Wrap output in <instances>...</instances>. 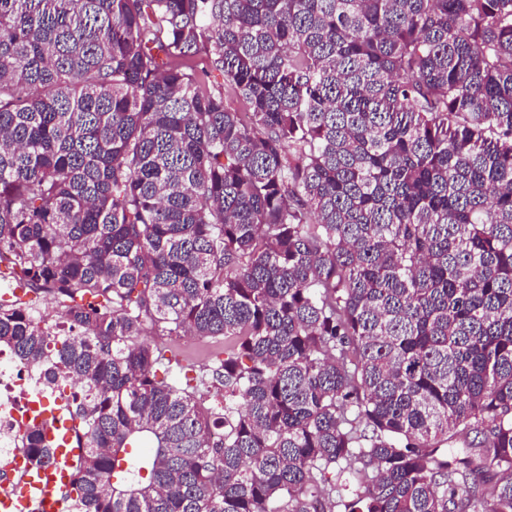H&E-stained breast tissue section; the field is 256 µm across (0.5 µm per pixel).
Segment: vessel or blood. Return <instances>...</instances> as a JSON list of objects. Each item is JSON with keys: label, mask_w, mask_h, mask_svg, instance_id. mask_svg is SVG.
<instances>
[{"label": "vessel or blood", "mask_w": 512, "mask_h": 512, "mask_svg": "<svg viewBox=\"0 0 512 512\" xmlns=\"http://www.w3.org/2000/svg\"><path fill=\"white\" fill-rule=\"evenodd\" d=\"M53 414L57 424L48 430V438L55 444L53 461L37 471L26 472L17 495L0 499V512H60L67 504L70 469L83 450L74 440L73 422L65 418L63 408L54 409Z\"/></svg>", "instance_id": "b4317fda"}]
</instances>
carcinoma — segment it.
Listing matches in <instances>:
<instances>
[{"mask_svg":"<svg viewBox=\"0 0 512 512\" xmlns=\"http://www.w3.org/2000/svg\"><path fill=\"white\" fill-rule=\"evenodd\" d=\"M3 251L70 512H512V0H0ZM222 347L220 342H203L194 337H185L178 343L175 353L179 360L191 359L196 365H208L209 355Z\"/></svg>","mask_w":512,"mask_h":512,"instance_id":"cac0c4a2","label":"carcinoma"}]
</instances>
